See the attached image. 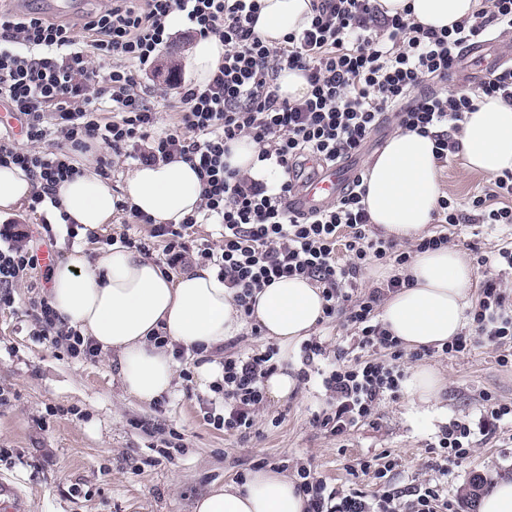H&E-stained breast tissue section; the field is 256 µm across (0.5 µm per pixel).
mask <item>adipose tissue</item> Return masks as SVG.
I'll list each match as a JSON object with an SVG mask.
<instances>
[{"mask_svg":"<svg viewBox=\"0 0 512 512\" xmlns=\"http://www.w3.org/2000/svg\"><path fill=\"white\" fill-rule=\"evenodd\" d=\"M386 15L402 12L425 27L437 29L473 14L479 0H378ZM310 0H262L254 32L270 44L310 20ZM224 59L214 37L197 38L186 59L189 83L206 84ZM466 169L486 174L512 170V106L484 97L467 113L461 133ZM228 163L241 175L270 182L274 175L258 159L248 137L232 141ZM364 204L370 221L397 241L416 240L432 221L440 197L434 142L414 131H395L366 165ZM33 190L32 181L14 165L0 166V216L18 209ZM202 185L189 162L175 157L130 170L121 194H114L100 175L94 155H85L78 172L56 192L58 212L93 231L109 223L119 201H126L155 223L180 222L198 214ZM412 286L390 293L382 304L381 322L412 349L440 347L458 336L473 300V269L452 247L414 254L406 268ZM215 271L194 267L176 276L159 264L121 247L102 252L88 263L73 249L53 273L49 302L60 319L115 356L125 390L144 403L174 386L173 346L211 351L238 335L244 316ZM253 317L274 339L282 359H291L323 317L321 288L308 280L281 278L255 295ZM168 337L157 345L152 335ZM295 482L283 473L259 469L240 489L218 488L203 495L195 512H305Z\"/></svg>","mask_w":512,"mask_h":512,"instance_id":"adipose-tissue-1","label":"adipose tissue"}]
</instances>
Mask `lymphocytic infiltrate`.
<instances>
[{
    "instance_id": "obj_1",
    "label": "lymphocytic infiltrate",
    "mask_w": 512,
    "mask_h": 512,
    "mask_svg": "<svg viewBox=\"0 0 512 512\" xmlns=\"http://www.w3.org/2000/svg\"><path fill=\"white\" fill-rule=\"evenodd\" d=\"M482 4L474 17L438 31L385 15L377 0H312L309 24L274 46L252 29L261 0H107L85 16L78 31L36 12L0 10V100L17 115L27 141L19 147L12 131L0 130V164L19 167L32 180L29 208L35 212L53 201L75 174L78 155L96 144L107 150L98 160L105 177L118 158L153 165L178 156L192 163L202 183V215L222 226L221 240L190 239L197 222L190 215L177 224L154 225L145 238L121 235V243L159 259L170 272L194 264L211 267L225 287L235 289L247 318L254 292L277 279L305 278L321 288L325 317L345 314L358 349L390 354L386 361L348 364L326 360L319 338L303 343L305 362L324 361L317 373L329 408L313 422L343 436L403 389L405 351L379 320L382 301L410 286L403 271L413 254L447 245L449 228L512 224V171L494 175L465 203L440 197L433 213L438 231L404 248L372 230L362 176H355L333 206L308 218L288 212L285 200L302 163H339L361 154L382 121L431 137L443 161L459 155L458 135L477 96L512 105V66L485 78L474 96L428 87L447 79L465 46L512 31V0ZM176 13L199 36L223 43L224 62L206 85L172 80L152 102L141 78L169 43L168 20ZM102 62L107 72H100ZM286 69L305 75L310 91L301 99L280 97L277 80ZM165 107L175 113L168 124L161 114ZM242 136L258 145L259 161L279 171L276 187L225 163L228 142ZM27 237L16 228L0 241V301L10 300L12 288L39 265ZM376 262L392 263L395 274L382 286L360 291V272ZM33 307L41 335L65 341L70 357L96 355L92 341L61 322L47 295ZM469 317L471 333L443 345V353L469 351L478 335L500 349L501 365L512 364V295L502 279H483ZM275 354L269 348L225 357L221 381L213 386L223 393L224 405L221 412H208L210 423L228 432L254 426L264 401L260 382L274 372ZM297 474L306 512L451 509L428 484L414 488L408 500L389 490L367 500L329 488L310 466H300Z\"/></svg>"
}]
</instances>
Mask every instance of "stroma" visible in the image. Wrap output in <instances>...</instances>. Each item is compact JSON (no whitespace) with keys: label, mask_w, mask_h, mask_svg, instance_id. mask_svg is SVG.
<instances>
[{"label":"stroma","mask_w":512,"mask_h":512,"mask_svg":"<svg viewBox=\"0 0 512 512\" xmlns=\"http://www.w3.org/2000/svg\"><path fill=\"white\" fill-rule=\"evenodd\" d=\"M195 38L187 28L173 32L143 79L146 93L183 73ZM438 176L441 193L460 203L489 179L465 169L458 157L439 164ZM150 231V225L127 223L118 211L94 237L58 232L56 249L64 258L79 247L93 260L105 251V239ZM509 242L512 226L475 225L451 245L472 259ZM44 274L33 271L29 285H18L10 303H0V478L21 491L27 512H195L212 487L240 485L253 471L281 463L289 477L308 464L329 486L366 497L383 485L405 492L430 483L458 512H477L463 498L471 477L489 483L512 473L507 424L487 436L474 433L467 458L447 462L431 451L450 421L477 425L483 394L512 404V366L500 365L498 349L482 337H474L466 353L435 349L423 357L446 380L434 408L414 405L404 391L382 402L370 422L338 438L313 422L326 405L313 379L298 383L287 399H265L251 432L234 435L205 419L221 397L197 380L181 377L170 393L144 403L124 391L110 357L73 359L53 337L39 336L30 301ZM384 452L398 462L385 480L352 473L358 459Z\"/></svg>","instance_id":"1"}]
</instances>
